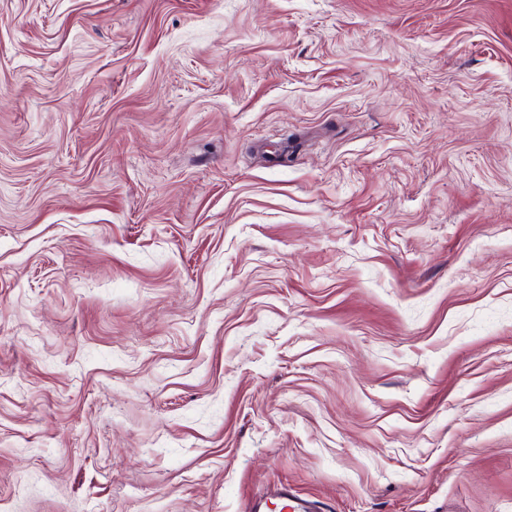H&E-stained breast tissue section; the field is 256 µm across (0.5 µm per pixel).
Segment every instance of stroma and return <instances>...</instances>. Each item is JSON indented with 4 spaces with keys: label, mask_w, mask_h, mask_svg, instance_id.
Segmentation results:
<instances>
[{
    "label": "stroma",
    "mask_w": 512,
    "mask_h": 512,
    "mask_svg": "<svg viewBox=\"0 0 512 512\" xmlns=\"http://www.w3.org/2000/svg\"><path fill=\"white\" fill-rule=\"evenodd\" d=\"M512 512V0H0V512Z\"/></svg>",
    "instance_id": "obj_1"
}]
</instances>
